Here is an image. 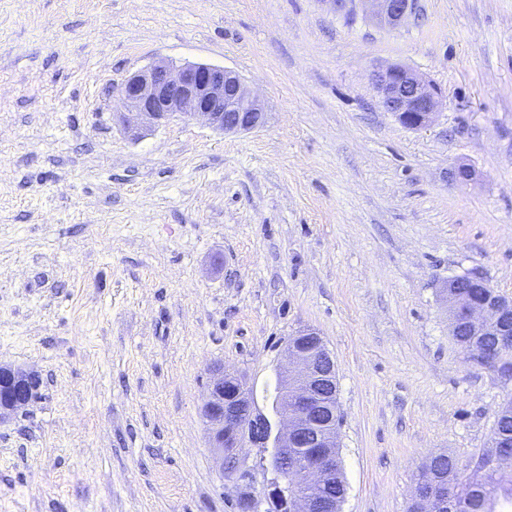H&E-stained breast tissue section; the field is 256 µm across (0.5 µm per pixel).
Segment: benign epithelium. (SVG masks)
<instances>
[{
  "mask_svg": "<svg viewBox=\"0 0 512 512\" xmlns=\"http://www.w3.org/2000/svg\"><path fill=\"white\" fill-rule=\"evenodd\" d=\"M365 5L379 22L398 26L414 12L415 0H330L338 11H347L354 2ZM374 89L385 111L409 129H421L436 118L440 100L438 89L411 70L392 65L372 75ZM127 129L152 128L172 119L202 121L225 133L248 131L263 123V106L233 72L206 63L174 66L155 61L128 77L120 89ZM450 333L461 324L480 335L499 337L512 343V298L499 293L475 302L464 296L447 294ZM285 357L294 370L281 379L276 400L278 422L256 411L247 384L238 376L212 371L206 386L202 412L213 448L219 460L235 467L234 451L250 444L274 448L271 466L277 478L271 482L268 498L277 512H318L325 503L310 496V488L322 485L336 472V425L317 436V447L299 457L295 450L306 447L307 435L321 425L326 384L336 382L335 363L319 370L315 360L331 359L323 337L313 329L289 338ZM36 375L0 364V420L28 406L33 397ZM425 506L437 512L438 497L419 486L411 509Z\"/></svg>",
  "mask_w": 512,
  "mask_h": 512,
  "instance_id": "benign-epithelium-1",
  "label": "benign epithelium"
}]
</instances>
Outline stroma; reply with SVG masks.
<instances>
[{
    "label": "stroma",
    "instance_id": "obj_1",
    "mask_svg": "<svg viewBox=\"0 0 512 512\" xmlns=\"http://www.w3.org/2000/svg\"><path fill=\"white\" fill-rule=\"evenodd\" d=\"M156 60L236 72L262 126L131 139L117 89ZM391 64L439 88L430 127L382 108ZM471 271L512 298V0L395 29L331 0H0V364L39 377L0 424V512H238L272 451L221 469L210 370L274 416L303 328L336 365L342 512H408L512 397L449 333Z\"/></svg>",
    "mask_w": 512,
    "mask_h": 512
}]
</instances>
